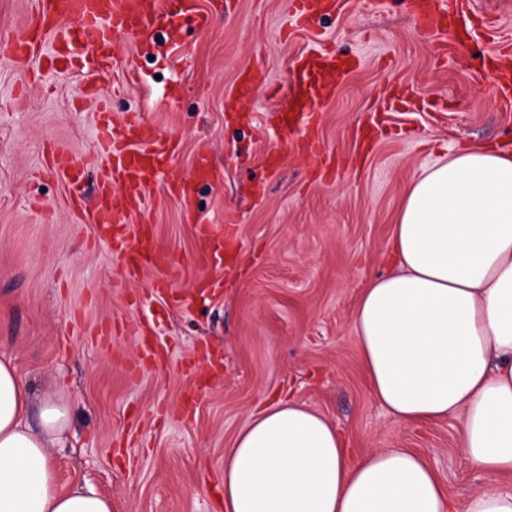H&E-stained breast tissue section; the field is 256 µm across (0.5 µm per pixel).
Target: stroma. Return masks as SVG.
<instances>
[{"label":"stroma","instance_id":"obj_1","mask_svg":"<svg viewBox=\"0 0 512 512\" xmlns=\"http://www.w3.org/2000/svg\"><path fill=\"white\" fill-rule=\"evenodd\" d=\"M292 0H197L208 27H185L181 0H163L182 46L152 47L140 82L114 38L99 84L113 122L146 113L177 144L168 168L207 156L219 173L196 189L194 216L160 179L146 191L135 237L152 226L175 258L131 278L95 238L91 199L73 210L65 185L43 174V148L81 159L93 187L97 113L81 103L82 67L39 71L6 47L34 0H0V358L11 359L34 402L70 411L68 438L51 445L60 488L111 497L112 512H221L224 451L253 408L291 392L346 438L351 455L408 448L435 470L458 505L489 480L458 446L455 418L408 426L373 398L352 315L362 289L385 273L391 226L407 184L461 143L512 139V102L496 94L489 56L512 44V0H468V16L496 33L432 35L402 0H341L313 31L293 28ZM330 47L354 66L321 106V161L281 132L277 110L300 53ZM266 82L225 112L236 79ZM177 101H170V90ZM230 223L232 260L197 265L201 233Z\"/></svg>","mask_w":512,"mask_h":512}]
</instances>
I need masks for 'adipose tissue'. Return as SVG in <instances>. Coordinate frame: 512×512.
Wrapping results in <instances>:
<instances>
[{"mask_svg": "<svg viewBox=\"0 0 512 512\" xmlns=\"http://www.w3.org/2000/svg\"><path fill=\"white\" fill-rule=\"evenodd\" d=\"M352 326L375 400L407 425L459 418L468 462L490 480L465 512H512V150L461 146L422 165ZM29 391L0 359V512H112L90 488L58 486L48 442L68 409ZM224 512H455L428 463L406 448L352 457L321 415L263 405L224 454Z\"/></svg>", "mask_w": 512, "mask_h": 512, "instance_id": "1", "label": "adipose tissue"}]
</instances>
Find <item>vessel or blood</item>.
<instances>
[{"label":"vessel or blood","instance_id":"vessel-or-blood-1","mask_svg":"<svg viewBox=\"0 0 512 512\" xmlns=\"http://www.w3.org/2000/svg\"><path fill=\"white\" fill-rule=\"evenodd\" d=\"M339 5V0H293L296 23L311 27L319 17L335 13ZM407 5L415 20L431 32L441 31L448 18L464 15L457 0H408ZM162 18L161 0H36L32 19L10 42L7 52L11 59H35L47 69L64 71L80 59L85 43L96 45L100 60L105 61L112 56L116 34H130L145 43L163 38ZM348 69L345 60L325 50L302 55L293 67L292 95L281 108L280 117L303 118L307 128L303 147L309 155L325 151L317 131L318 104L335 96L336 77ZM98 152L103 165L92 215L98 238L109 241L130 274L164 262L147 228H140L131 244L118 223L120 213L143 210L147 187L166 171L173 152L170 140L156 134L143 113H128L117 125L103 112L99 115ZM55 173L66 180L75 195H82L84 169L80 161L59 154ZM214 177L207 160L195 163L182 179L180 201L184 209L193 207L190 186Z\"/></svg>","mask_w":512,"mask_h":512}]
</instances>
